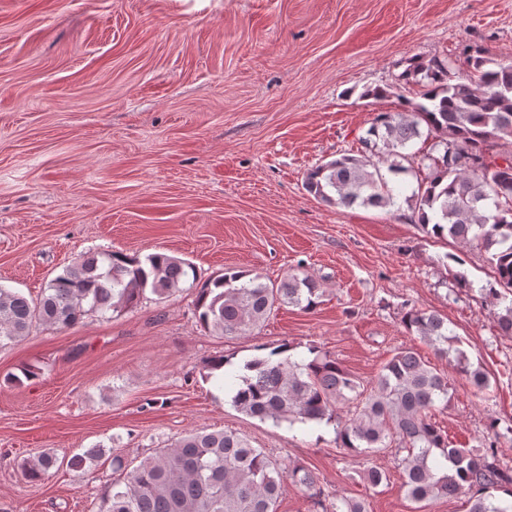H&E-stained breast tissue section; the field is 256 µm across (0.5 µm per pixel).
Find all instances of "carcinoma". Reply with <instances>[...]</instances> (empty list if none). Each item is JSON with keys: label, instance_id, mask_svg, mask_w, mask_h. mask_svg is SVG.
<instances>
[{"label": "carcinoma", "instance_id": "cac0c4a2", "mask_svg": "<svg viewBox=\"0 0 512 512\" xmlns=\"http://www.w3.org/2000/svg\"><path fill=\"white\" fill-rule=\"evenodd\" d=\"M465 63L467 74L459 77L447 59H412L402 80L424 88L422 101L406 100L397 112L376 113L359 154L314 167L304 189L327 204L390 209L398 206L401 192L386 174H406L419 163L417 188L404 202L428 234L484 250L493 273L487 284L475 287L463 271L454 279L458 287L478 291L493 307L500 333L511 336L512 152L494 148L512 139V64L480 49ZM424 136L434 143L419 157L411 147ZM187 286L196 290L200 327L224 337L252 332L283 305L310 313L325 293L306 274L268 284L258 274L226 268L202 281L191 264L165 253L89 252L64 266L34 299L0 288V341L27 335L35 322L71 328L89 314L105 319L137 306L148 293L161 300ZM402 323L478 392L489 391L488 372L471 364L448 320L411 308ZM289 351L283 343L245 361L231 396L238 411L276 423L334 421L339 447L365 456L398 442L406 452L400 459L403 486L423 509L466 496L469 512H512V468L501 467L495 445L480 440L457 448L433 421V412L447 409L451 400L448 374L405 348L365 384L327 351L310 348L309 361ZM350 404L353 413L340 415V406ZM103 456V448H89L72 455L69 466L82 470ZM55 464L56 457L44 453L23 462L21 470L25 479L39 482ZM112 467L120 477L104 486L101 512H278L285 484L305 491L317 486L308 467L282 463L226 429L189 433L135 466L114 457ZM361 478L375 489L387 475L369 466ZM497 491L508 498L497 497ZM317 505L322 512H367L355 497Z\"/></svg>", "mask_w": 512, "mask_h": 512}]
</instances>
